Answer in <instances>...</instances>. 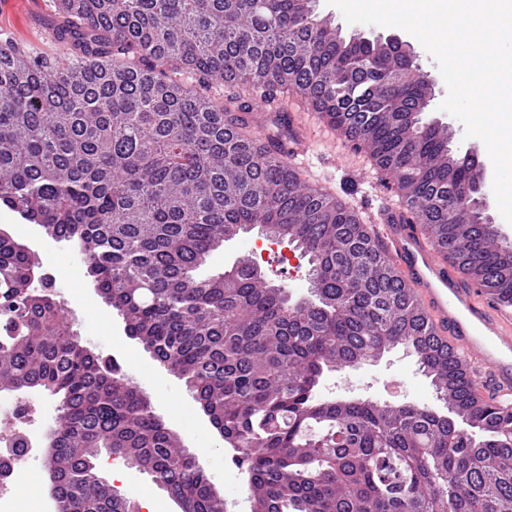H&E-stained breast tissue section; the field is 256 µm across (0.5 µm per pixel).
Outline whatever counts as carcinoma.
<instances>
[{
    "instance_id": "cac0c4a2",
    "label": "carcinoma",
    "mask_w": 512,
    "mask_h": 512,
    "mask_svg": "<svg viewBox=\"0 0 512 512\" xmlns=\"http://www.w3.org/2000/svg\"><path fill=\"white\" fill-rule=\"evenodd\" d=\"M305 0H50L65 57L0 38V203L74 246L101 297L246 467L251 512H512V412L475 396L358 212L304 183L284 127L261 142L259 98L300 97L395 182L428 239L512 302V246L478 211L473 173L425 123L429 87L386 43L312 22ZM220 82L230 88L217 102ZM272 224L309 256L294 302L243 257L199 279L228 238ZM34 249L0 237V391L58 401L48 466L57 512H133L101 450L133 462L181 512H225L151 397L87 347ZM403 345L448 414L322 400L324 371Z\"/></svg>"
}]
</instances>
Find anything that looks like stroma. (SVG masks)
I'll use <instances>...</instances> for the list:
<instances>
[{
    "label": "stroma",
    "instance_id": "35a3bbf8",
    "mask_svg": "<svg viewBox=\"0 0 512 512\" xmlns=\"http://www.w3.org/2000/svg\"><path fill=\"white\" fill-rule=\"evenodd\" d=\"M48 6L33 9L26 0H14L7 15H0V27L10 35L23 39L40 37V50L57 56L58 45L45 40L43 34L49 25ZM417 62L432 83V98L424 114L425 120L437 119L449 125L455 147L467 148L464 127L450 114L440 111L447 88L437 63L422 47L414 44ZM308 160L312 176L329 186L333 195L352 204L363 216L376 213L384 202L382 173L364 153L355 151L347 140L336 139L331 133L310 144ZM0 230L14 239L30 245L38 254L43 268L53 269L56 275L54 291L57 300L74 321V328L86 346L104 356L114 358L152 399L155 407L166 403H184L185 408L178 422L173 423L184 448L194 455L203 449L215 450L221 462L220 469L210 471L209 477L223 495L227 512H247L246 498L238 495L242 468L232 459V450L213 427L209 418L197 407L191 406V394L183 380L169 373L137 341L129 339L124 323L97 290L94 279L87 275L80 254L69 243L48 237L39 225L29 223L19 214L0 205ZM259 229H252L210 254L199 273L208 276L224 271L239 257L248 255L252 244L263 242ZM261 270L267 280L287 288L292 300L310 298L307 276L308 263L302 255H294L287 264H280L277 257H270ZM91 300L89 317H81L74 304L80 294ZM325 399H372L390 405L413 403L444 411L431 379L420 369L416 357L403 347L384 353L378 362H366L357 368H344L326 372L320 387ZM102 475L113 479L118 492L131 504L134 512H145L142 503L151 500L154 512H180L168 492L156 485L151 477L124 462H113L108 453H101L97 460Z\"/></svg>",
    "mask_w": 512,
    "mask_h": 512
}]
</instances>
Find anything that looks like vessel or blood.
Masks as SVG:
<instances>
[{
    "mask_svg": "<svg viewBox=\"0 0 512 512\" xmlns=\"http://www.w3.org/2000/svg\"><path fill=\"white\" fill-rule=\"evenodd\" d=\"M375 234L438 342L466 363L473 393L512 409V304L484 298L438 252L404 206H383Z\"/></svg>",
    "mask_w": 512,
    "mask_h": 512,
    "instance_id": "vessel-or-blood-1",
    "label": "vessel or blood"
}]
</instances>
